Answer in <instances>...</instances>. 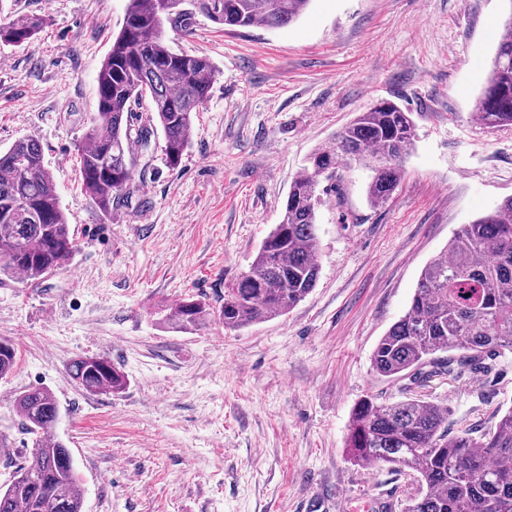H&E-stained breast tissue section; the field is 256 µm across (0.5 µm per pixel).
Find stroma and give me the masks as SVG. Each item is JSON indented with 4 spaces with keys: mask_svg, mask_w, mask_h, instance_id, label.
Returning a JSON list of instances; mask_svg holds the SVG:
<instances>
[{
    "mask_svg": "<svg viewBox=\"0 0 512 512\" xmlns=\"http://www.w3.org/2000/svg\"><path fill=\"white\" fill-rule=\"evenodd\" d=\"M126 7L0 0L2 18L47 19L27 45L0 47V150L39 141L78 244L41 282L0 276V337L18 350L0 381V484L32 447L14 397L46 387L84 512H397L415 487L351 460V412L400 397L372 368L378 341L461 225L512 196V127L471 119L512 0H311L287 27L232 31L193 13L190 33L166 31L170 49L216 69L191 143L172 168L156 133L135 167L141 192L108 218L82 190L77 150ZM381 100L411 112L414 148L383 206L368 204L361 167L325 195L307 298L239 330L171 325L184 298L223 303L307 156ZM85 355L107 357L125 389L83 390L69 366ZM416 393L447 408L449 434L490 429L512 406V353Z\"/></svg>",
    "mask_w": 512,
    "mask_h": 512,
    "instance_id": "35a3bbf8",
    "label": "stroma"
}]
</instances>
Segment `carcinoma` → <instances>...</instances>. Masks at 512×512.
I'll return each instance as SVG.
<instances>
[{"instance_id":"cac0c4a2","label":"carcinoma","mask_w":512,"mask_h":512,"mask_svg":"<svg viewBox=\"0 0 512 512\" xmlns=\"http://www.w3.org/2000/svg\"><path fill=\"white\" fill-rule=\"evenodd\" d=\"M184 0H128L124 22L98 74L97 112L79 149L84 193L110 216L140 191L137 157L157 130L165 159L179 165L189 147L193 114L216 77L201 55L172 51L165 26L186 32L191 17ZM310 0H194L195 9L226 30L256 24L271 29L296 21ZM46 19L0 21V44L20 47ZM475 119L488 127H512V10L503 26L476 103ZM412 113L389 101L360 113L314 150L291 183L280 223L213 307L187 298L170 320L188 330L210 317L227 329L269 321L291 311L316 287L320 266L317 236L321 192L341 194L337 169L369 170L366 197L384 204L396 190L415 137ZM326 186H321L322 182ZM76 238L67 223L54 179L34 138L0 151V274L39 282L65 269L75 257ZM512 351V197L464 224L448 248L422 270L410 305L381 337L372 354L375 372L408 380L407 389L458 369H483L489 355ZM17 364V351L0 339V380ZM72 378L88 393L118 392L125 376L104 357L84 356L70 365ZM15 410L33 436L30 456L0 486V512H83L74 459L54 431L60 407L43 387L23 391ZM346 448L365 466L418 474L419 489L401 512H512V407L495 427L448 435V409L413 396L387 403L368 398L352 411Z\"/></svg>"}]
</instances>
